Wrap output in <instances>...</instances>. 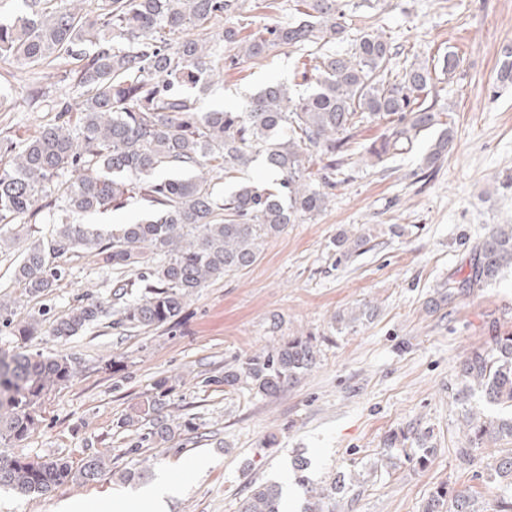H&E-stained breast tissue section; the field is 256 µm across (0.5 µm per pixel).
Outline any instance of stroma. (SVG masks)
<instances>
[{
	"label": "stroma",
	"mask_w": 512,
	"mask_h": 512,
	"mask_svg": "<svg viewBox=\"0 0 512 512\" xmlns=\"http://www.w3.org/2000/svg\"><path fill=\"white\" fill-rule=\"evenodd\" d=\"M368 21L403 46L395 67L457 56L454 77L437 86L441 119L454 131L448 156L422 179L424 134L411 151L377 166H343L324 211L269 239L251 268L188 298L177 323L131 330L107 317L67 340H30L31 351L72 356L78 374L46 401L24 452L76 462L90 446L111 464L97 482L42 497L1 491L0 512H70L74 504L80 512H112L116 494L162 471L184 482L169 512H238L253 483L283 481L288 512H303L305 489L293 470L299 455L309 460L314 485L345 476L336 512H422L441 484L483 500L498 493L487 472L503 444L458 460L461 417L448 387L466 353L494 332L512 333V267L453 301L440 296L448 281L469 274L492 228L512 222V187L501 185L512 175V84L498 80L502 50L512 44V0H386ZM298 61L287 48L225 71L200 105L236 108L267 82L295 84ZM49 74L0 61V91L15 104L0 112V137L23 140L50 122L47 107L31 101L36 88L50 85ZM343 232L368 242L340 261L332 242ZM26 245L16 240L0 255V301L15 302L18 318L43 311L52 320L76 299L111 297L114 274L74 253L61 261L58 288L21 298L12 269ZM363 305L374 308L373 317L345 323ZM296 336L312 338L318 349L315 367L298 383L272 397L245 384L234 391L220 385L225 367ZM162 380L170 390L167 418L193 419L196 429L169 444L144 445L145 478L121 480L138 439L121 422ZM395 433L403 443L387 448ZM426 444L435 453L422 465ZM390 455L399 468L386 466ZM200 456L212 465L192 473Z\"/></svg>",
	"instance_id": "35a3bbf8"
}]
</instances>
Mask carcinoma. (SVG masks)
I'll return each mask as SVG.
<instances>
[{
	"label": "carcinoma",
	"mask_w": 512,
	"mask_h": 512,
	"mask_svg": "<svg viewBox=\"0 0 512 512\" xmlns=\"http://www.w3.org/2000/svg\"><path fill=\"white\" fill-rule=\"evenodd\" d=\"M22 16L0 22V60L56 68L55 85L64 93L51 100L52 123L31 138L0 141L9 157L0 167V224H16L26 236L37 218L52 213V229L31 241L14 265L13 279L27 298L47 294L64 269L59 260L83 252L114 270H134L145 250L159 257L130 299L128 284L113 296L118 327L149 328L175 322L186 300L210 283L253 266L264 242L289 224L327 206L331 183L315 179L311 165L341 170L350 157L353 129L363 119L383 122L388 133L366 148L365 163L412 149L422 133H433L423 157L433 170L448 155L453 130L441 122L432 70L412 63L393 66L399 47L383 27L353 32L355 13L372 0H291L287 21L266 23L250 34L241 23L240 0H21ZM224 22L214 38L210 24ZM352 39L348 53L322 51ZM288 47L318 61L312 90L295 96L272 82L250 96L241 111H204L199 93L224 80V69L267 58ZM499 81L512 83V46L502 52ZM261 160L278 176L276 186L236 183L224 196L211 186L215 169L224 177ZM175 173L160 178L162 171ZM133 197L147 217L134 224L93 227L79 217L121 209ZM366 243L341 233L334 245L345 256ZM512 265V224H499L478 245L470 272L448 282L450 300L495 280ZM111 301L77 300L49 325L50 335L67 340L107 316ZM14 306L0 303V328L19 343L0 351V489L21 495H48L61 486L97 481L107 456L93 450L76 464L63 458L15 451L42 423V407L77 374L67 355L45 357L26 349L40 336L44 319H15ZM311 338L295 337L272 353L256 354L224 369V388L242 383L263 396L298 382L316 365ZM170 389L158 384L124 427L147 426L144 441L168 443L192 428L163 416ZM478 394L489 405L512 409V335L494 334L460 362V382L452 393L461 406L462 462L490 440L512 439V413L489 417L470 405ZM491 477L512 489V450L494 456ZM313 502L304 512H334L339 479L319 489L306 485ZM484 512L465 491L442 485L424 512ZM277 484L250 490L239 512H283Z\"/></svg>",
	"instance_id": "1"
}]
</instances>
